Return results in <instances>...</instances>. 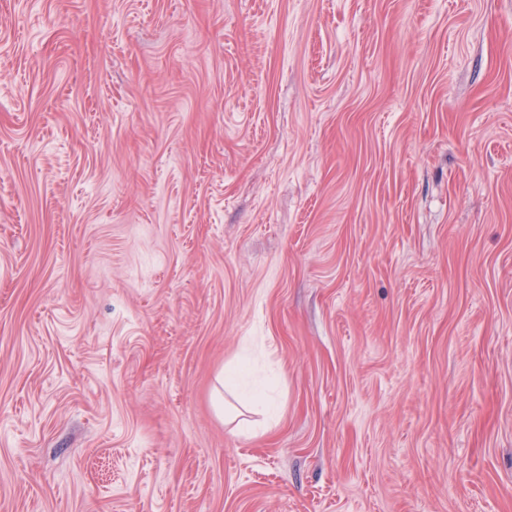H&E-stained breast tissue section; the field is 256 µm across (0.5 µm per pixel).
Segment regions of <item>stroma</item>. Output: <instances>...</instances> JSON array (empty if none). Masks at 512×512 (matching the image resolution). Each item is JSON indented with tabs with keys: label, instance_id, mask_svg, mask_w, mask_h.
Returning <instances> with one entry per match:
<instances>
[{
	"label": "stroma",
	"instance_id": "obj_1",
	"mask_svg": "<svg viewBox=\"0 0 512 512\" xmlns=\"http://www.w3.org/2000/svg\"><path fill=\"white\" fill-rule=\"evenodd\" d=\"M0 512H512V0H0Z\"/></svg>",
	"mask_w": 512,
	"mask_h": 512
}]
</instances>
